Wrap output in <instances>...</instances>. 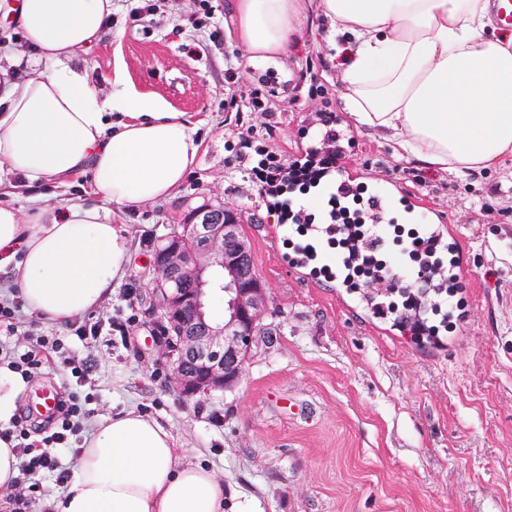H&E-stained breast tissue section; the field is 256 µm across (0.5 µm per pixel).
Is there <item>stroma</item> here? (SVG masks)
<instances>
[{
  "instance_id": "obj_1",
  "label": "stroma",
  "mask_w": 512,
  "mask_h": 512,
  "mask_svg": "<svg viewBox=\"0 0 512 512\" xmlns=\"http://www.w3.org/2000/svg\"><path fill=\"white\" fill-rule=\"evenodd\" d=\"M155 2L154 14L136 26L132 0H112L109 28L77 62L101 94L112 91L120 70L137 91L185 113L200 138L197 164L169 198L119 210L132 238L130 270L102 307L83 315L85 323L100 322L96 336L81 341L71 323L25 313L0 337V346L21 350L40 335L62 342L21 397L20 412L39 422L35 395L61 392L63 360L73 357L85 366L83 390L91 395L83 437L101 418L145 411L172 433L182 461L232 480L250 512H512V166L462 178L397 157L394 143L356 128L341 108L320 19L306 22L279 60L276 69L291 85L276 100L271 145L285 160L299 155V129L330 105L339 130L355 141L342 165L368 171L381 185L412 170L417 179L406 189L469 247V315L448 345H419L393 331L392 320L363 311L358 293L289 271L293 232L269 217L245 168L227 166L241 133L262 137L266 121L229 104L231 95H249L260 75L251 68L237 83L225 79V59L240 49L232 0H212L213 37L191 25L194 0ZM15 3L0 0V67L20 75L36 60L17 36ZM92 199L85 175L9 196L25 212ZM227 204L251 243L272 313L240 385L186 400L166 383L151 350L149 263L170 228Z\"/></svg>"
}]
</instances>
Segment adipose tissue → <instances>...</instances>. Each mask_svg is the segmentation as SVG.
Instances as JSON below:
<instances>
[{
  "label": "adipose tissue",
  "instance_id": "obj_1",
  "mask_svg": "<svg viewBox=\"0 0 512 512\" xmlns=\"http://www.w3.org/2000/svg\"><path fill=\"white\" fill-rule=\"evenodd\" d=\"M236 37L252 66L288 50L308 12L327 25L340 99L354 124L401 157L467 176L512 156V34L489 0H234ZM112 0H21L16 13L41 63L0 80V174L27 183L89 175L99 205L0 204V271L27 312L83 316L129 270L131 236L112 206L170 197L193 170L197 128L116 73L100 96L78 53L99 41ZM59 512H244L203 463L181 461L171 433L130 408L83 443Z\"/></svg>",
  "mask_w": 512,
  "mask_h": 512
}]
</instances>
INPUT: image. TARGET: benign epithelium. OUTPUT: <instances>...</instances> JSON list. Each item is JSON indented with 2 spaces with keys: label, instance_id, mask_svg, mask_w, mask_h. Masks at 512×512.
I'll use <instances>...</instances> for the list:
<instances>
[{
  "label": "benign epithelium",
  "instance_id": "1",
  "mask_svg": "<svg viewBox=\"0 0 512 512\" xmlns=\"http://www.w3.org/2000/svg\"><path fill=\"white\" fill-rule=\"evenodd\" d=\"M151 301L145 309L157 359L185 399L231 390L243 379L254 337L269 313V295L235 209L198 210L152 260ZM224 316L211 317L215 291Z\"/></svg>",
  "mask_w": 512,
  "mask_h": 512
}]
</instances>
